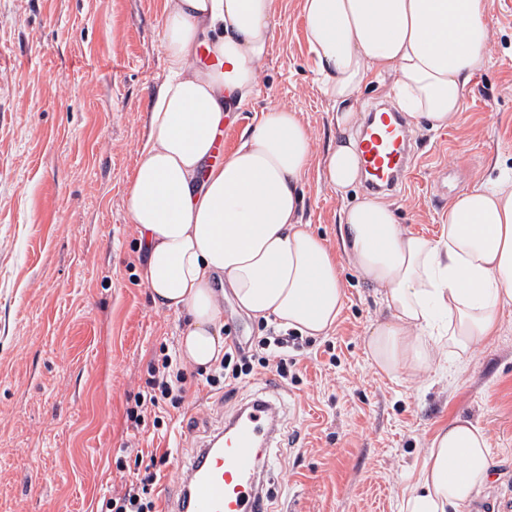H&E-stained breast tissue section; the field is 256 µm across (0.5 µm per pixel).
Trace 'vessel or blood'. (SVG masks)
Wrapping results in <instances>:
<instances>
[{
  "mask_svg": "<svg viewBox=\"0 0 512 512\" xmlns=\"http://www.w3.org/2000/svg\"><path fill=\"white\" fill-rule=\"evenodd\" d=\"M360 158L368 184L403 185L413 167L408 135L395 111L372 113L362 132ZM270 402L256 399L237 413L231 440L215 436L198 449L180 487L185 512H269L259 489L257 459L277 430Z\"/></svg>",
  "mask_w": 512,
  "mask_h": 512,
  "instance_id": "1",
  "label": "vessel or blood"
}]
</instances>
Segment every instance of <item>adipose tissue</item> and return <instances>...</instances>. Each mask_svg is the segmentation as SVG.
<instances>
[{"label":"adipose tissue","instance_id":"adipose-tissue-1","mask_svg":"<svg viewBox=\"0 0 512 512\" xmlns=\"http://www.w3.org/2000/svg\"><path fill=\"white\" fill-rule=\"evenodd\" d=\"M277 0H165L161 43L169 77L156 90L149 134L126 207L146 249L153 301L188 317L185 361L224 355L218 287L241 310L305 336L332 331L346 299L340 264L301 218L300 181L312 152L301 113H254L239 146L211 163L225 118L250 103L273 41ZM319 89L342 137L322 161L336 190L360 174L354 106L369 82L390 79L399 108L430 129L448 126L487 63L485 0H300ZM206 49L208 63L197 61ZM338 239L390 312L367 341L381 372L417 377L463 363L512 308V174L455 198L437 238L397 224L365 199L340 212ZM494 460L481 427L458 417L424 451L401 512H457L486 486Z\"/></svg>","mask_w":512,"mask_h":512}]
</instances>
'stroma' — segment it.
Returning <instances> with one entry per match:
<instances>
[{"mask_svg":"<svg viewBox=\"0 0 512 512\" xmlns=\"http://www.w3.org/2000/svg\"><path fill=\"white\" fill-rule=\"evenodd\" d=\"M489 62L464 89L448 128L412 122L413 174L386 195L400 224L428 237L450 199L512 167V0H486ZM272 50L256 97L231 114L233 151L255 111L300 112L314 160L338 131L320 92L300 0H277ZM163 0H0V512H99L131 480L114 458L178 442L159 482L158 507L175 504L197 445L223 428L268 371L234 392L192 385L173 411L174 437L130 427L126 399L142 390L160 344L174 347L185 315L157 306L141 273L146 257L126 196L155 88L166 78ZM310 168L302 215L339 250L338 215L363 199L336 192ZM448 201L435 204V180ZM343 313L326 336L289 351L296 380L275 400L294 447L271 448V512H399L424 450L454 417L480 425L495 466L477 499L494 512L512 492V310L468 360L416 379L381 373L366 354L389 312L378 290L342 261Z\"/></svg>","mask_w":512,"mask_h":512,"instance_id":"stroma-1","label":"stroma"}]
</instances>
